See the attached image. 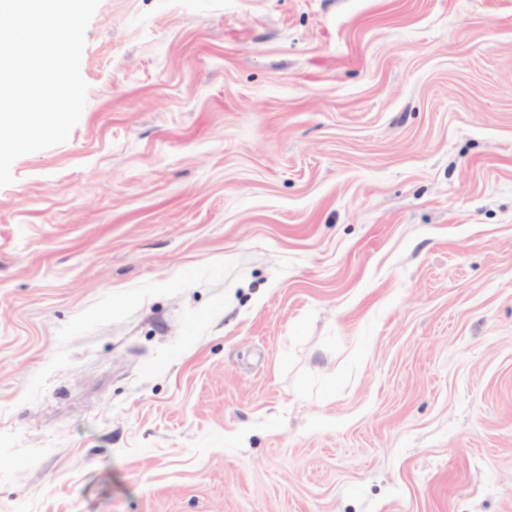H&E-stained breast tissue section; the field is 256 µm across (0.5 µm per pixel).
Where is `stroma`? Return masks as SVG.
<instances>
[{
	"instance_id": "35a3bbf8",
	"label": "stroma",
	"mask_w": 512,
	"mask_h": 512,
	"mask_svg": "<svg viewBox=\"0 0 512 512\" xmlns=\"http://www.w3.org/2000/svg\"><path fill=\"white\" fill-rule=\"evenodd\" d=\"M0 187V512H512V0H100Z\"/></svg>"
}]
</instances>
